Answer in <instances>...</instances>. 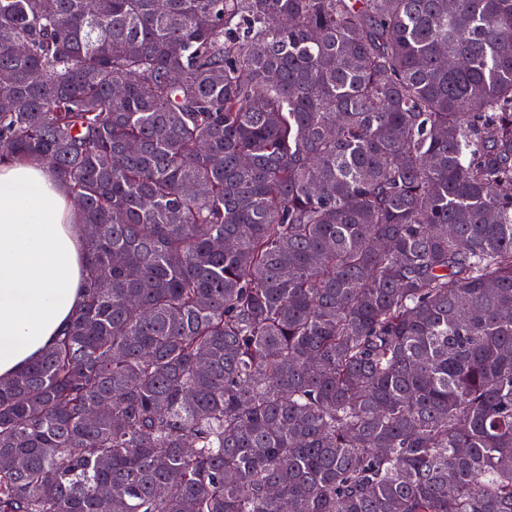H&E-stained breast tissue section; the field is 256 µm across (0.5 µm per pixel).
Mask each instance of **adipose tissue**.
I'll use <instances>...</instances> for the list:
<instances>
[{
  "mask_svg": "<svg viewBox=\"0 0 512 512\" xmlns=\"http://www.w3.org/2000/svg\"><path fill=\"white\" fill-rule=\"evenodd\" d=\"M78 220L47 166L0 165V378L38 359L83 302Z\"/></svg>",
  "mask_w": 512,
  "mask_h": 512,
  "instance_id": "ef3b65f1",
  "label": "adipose tissue"
}]
</instances>
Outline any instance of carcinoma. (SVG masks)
Wrapping results in <instances>:
<instances>
[{
	"mask_svg": "<svg viewBox=\"0 0 512 512\" xmlns=\"http://www.w3.org/2000/svg\"><path fill=\"white\" fill-rule=\"evenodd\" d=\"M1 73L87 288L0 512H512V0H0Z\"/></svg>",
	"mask_w": 512,
	"mask_h": 512,
	"instance_id": "obj_1",
	"label": "carcinoma"
}]
</instances>
